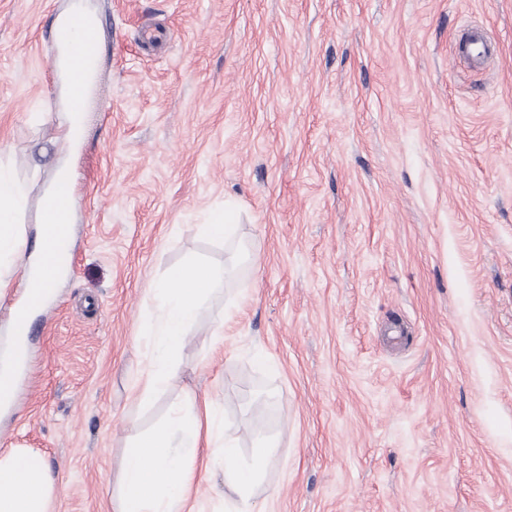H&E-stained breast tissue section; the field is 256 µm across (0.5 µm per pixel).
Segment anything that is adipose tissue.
Instances as JSON below:
<instances>
[{"label":"adipose tissue","mask_w":512,"mask_h":512,"mask_svg":"<svg viewBox=\"0 0 512 512\" xmlns=\"http://www.w3.org/2000/svg\"><path fill=\"white\" fill-rule=\"evenodd\" d=\"M23 200L22 187L0 169V262L23 254L16 230ZM225 276L223 269L192 264L171 268L156 282V310L143 329L147 366L131 384L138 402H149L176 375L174 356ZM220 410L214 401L193 396L173 404L164 422L128 448L114 512H196L191 487L198 449L219 439L224 446L209 454L208 462L224 471L231 494L226 512H258L253 489L263 476L268 450L258 448L254 460L244 462L232 438L218 436ZM57 494L58 484L38 450L12 448L0 454V512H50Z\"/></svg>","instance_id":"1"}]
</instances>
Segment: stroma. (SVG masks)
I'll list each match as a JSON object with an SVG mask.
<instances>
[{
  "label": "stroma",
  "mask_w": 512,
  "mask_h": 512,
  "mask_svg": "<svg viewBox=\"0 0 512 512\" xmlns=\"http://www.w3.org/2000/svg\"><path fill=\"white\" fill-rule=\"evenodd\" d=\"M78 1L100 59L73 271L31 319L0 450L45 455L53 512H114L126 448L192 392L243 460L273 443L268 512H512V0H0V167L30 244ZM473 24L499 46L480 68L455 49ZM228 201L233 236L200 234ZM193 261L224 286L139 405L150 290ZM194 488L221 512V468Z\"/></svg>",
  "instance_id": "stroma-1"
}]
</instances>
